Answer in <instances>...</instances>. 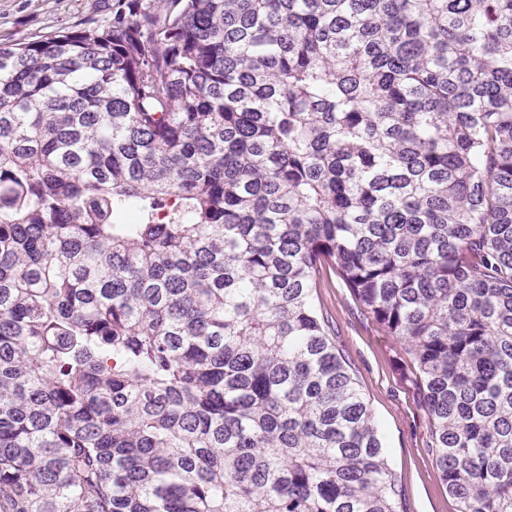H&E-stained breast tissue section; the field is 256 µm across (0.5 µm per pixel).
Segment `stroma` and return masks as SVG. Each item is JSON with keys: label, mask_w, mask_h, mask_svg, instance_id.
<instances>
[{"label": "stroma", "mask_w": 512, "mask_h": 512, "mask_svg": "<svg viewBox=\"0 0 512 512\" xmlns=\"http://www.w3.org/2000/svg\"><path fill=\"white\" fill-rule=\"evenodd\" d=\"M111 12L112 0H0V41L36 39ZM315 301L334 323L336 345L370 403L403 512H456L430 449L427 417L401 377L407 356L399 341L384 335L340 279L318 289Z\"/></svg>", "instance_id": "obj_1"}]
</instances>
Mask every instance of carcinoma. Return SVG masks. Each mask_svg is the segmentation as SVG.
<instances>
[{
    "label": "carcinoma",
    "mask_w": 512,
    "mask_h": 512,
    "mask_svg": "<svg viewBox=\"0 0 512 512\" xmlns=\"http://www.w3.org/2000/svg\"><path fill=\"white\" fill-rule=\"evenodd\" d=\"M512 512V0H113L0 43V512H400L314 292Z\"/></svg>",
    "instance_id": "1"
}]
</instances>
